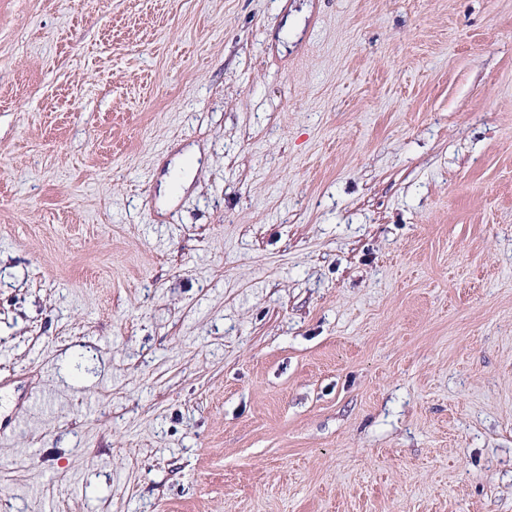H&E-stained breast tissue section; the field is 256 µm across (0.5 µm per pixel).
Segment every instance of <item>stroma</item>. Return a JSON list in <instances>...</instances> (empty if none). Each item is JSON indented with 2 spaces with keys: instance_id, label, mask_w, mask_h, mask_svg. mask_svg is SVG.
<instances>
[{
  "instance_id": "obj_1",
  "label": "stroma",
  "mask_w": 512,
  "mask_h": 512,
  "mask_svg": "<svg viewBox=\"0 0 512 512\" xmlns=\"http://www.w3.org/2000/svg\"><path fill=\"white\" fill-rule=\"evenodd\" d=\"M0 423V512H512V0H0Z\"/></svg>"
}]
</instances>
